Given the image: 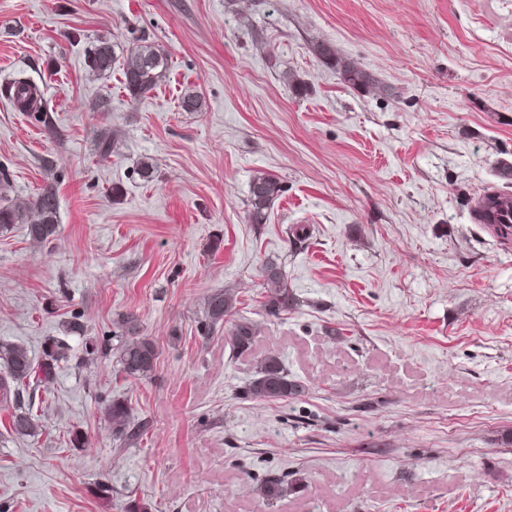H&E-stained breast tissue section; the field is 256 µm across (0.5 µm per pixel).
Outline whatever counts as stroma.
<instances>
[{
    "instance_id": "1",
    "label": "stroma",
    "mask_w": 512,
    "mask_h": 512,
    "mask_svg": "<svg viewBox=\"0 0 512 512\" xmlns=\"http://www.w3.org/2000/svg\"><path fill=\"white\" fill-rule=\"evenodd\" d=\"M101 36L160 45L164 78L133 100L120 70L90 77ZM18 78L40 111L6 99ZM505 166L512 0H0V194L59 202L54 240L0 232V342L71 347L27 387L36 436L0 410V512H512V243L469 217L512 194ZM261 172L284 191L253 224ZM268 262L297 299L278 315ZM219 290L257 326L244 352L199 331ZM129 311L160 352L147 379L111 354ZM271 353L304 393L246 398ZM286 468L305 483L252 491ZM317 52L327 62H334L340 79L350 86L368 85L373 78L361 67L336 57V52L329 44H320ZM263 276L265 288H268L263 304L266 312L278 315L297 304L294 294L288 288V274L284 265L275 262L264 264ZM131 410L127 401L118 398L104 405L103 415L112 427V434L116 438L124 440L136 433L134 428H131ZM255 492L267 501H274L288 492V473L283 477L256 480Z\"/></svg>"
}]
</instances>
